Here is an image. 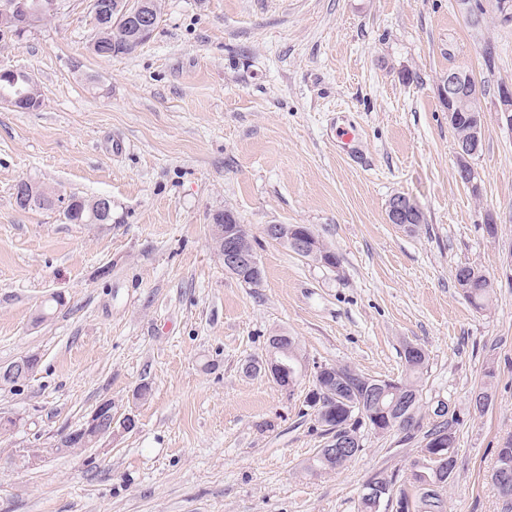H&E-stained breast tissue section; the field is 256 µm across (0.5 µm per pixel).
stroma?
<instances>
[{
    "label": "stroma",
    "instance_id": "stroma-1",
    "mask_svg": "<svg viewBox=\"0 0 512 512\" xmlns=\"http://www.w3.org/2000/svg\"><path fill=\"white\" fill-rule=\"evenodd\" d=\"M478 2L474 28L455 0H162L149 41L103 58L88 0H65L0 43V70L42 95L33 112L0 106V367L39 359L0 384V417L17 421L0 433V512H359L373 475L410 480L443 402L447 512H504L490 473L512 440V132L498 114L512 20ZM452 69L482 91L475 190L456 176L438 94ZM334 122L357 125L364 162L328 142ZM22 181L111 197L112 221L19 210ZM397 193L421 210L414 231L388 222ZM226 210L259 287L225 272L210 238ZM269 224L309 226L336 268L270 240ZM464 266L494 283L485 309L457 285ZM279 334L301 359L290 390L243 371ZM410 344L427 357L413 436L361 427L351 463L310 472L328 441L305 404L317 366L397 379ZM105 400L132 431L51 452ZM36 448L49 454L33 467ZM38 365L35 355L24 356L0 370V377L9 381H23ZM32 372V373H31Z\"/></svg>",
    "mask_w": 512,
    "mask_h": 512
}]
</instances>
